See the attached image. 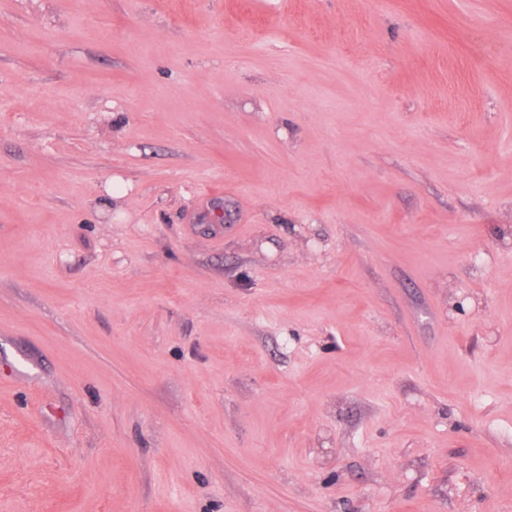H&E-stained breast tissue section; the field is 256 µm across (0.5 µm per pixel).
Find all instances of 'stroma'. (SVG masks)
<instances>
[{"mask_svg": "<svg viewBox=\"0 0 512 512\" xmlns=\"http://www.w3.org/2000/svg\"><path fill=\"white\" fill-rule=\"evenodd\" d=\"M0 512H512V0H0Z\"/></svg>", "mask_w": 512, "mask_h": 512, "instance_id": "obj_1", "label": "stroma"}]
</instances>
